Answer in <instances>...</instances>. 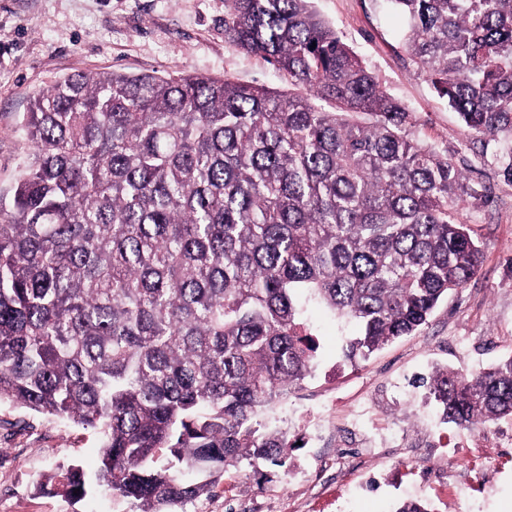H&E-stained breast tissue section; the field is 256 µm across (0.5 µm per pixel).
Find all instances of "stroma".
Wrapping results in <instances>:
<instances>
[{
	"label": "stroma",
	"instance_id": "obj_1",
	"mask_svg": "<svg viewBox=\"0 0 512 512\" xmlns=\"http://www.w3.org/2000/svg\"><path fill=\"white\" fill-rule=\"evenodd\" d=\"M387 91L413 113L419 137L447 150L479 198L462 220L483 248L477 274L449 293L418 334L355 364L342 350L356 328L310 306L319 343L313 377L276 402L267 421L296 440L285 466L228 468L178 512H391L424 499L435 512H512V447L497 425L444 423L418 377L445 366L468 376L512 355L511 143L471 135L446 98L410 65L402 21L386 0H312ZM229 75L285 93L286 76L224 39V0H0V193L28 146L20 125L33 94L76 72ZM96 432L0 400V512H132L102 491L74 502L38 490L45 476L98 465Z\"/></svg>",
	"mask_w": 512,
	"mask_h": 512
}]
</instances>
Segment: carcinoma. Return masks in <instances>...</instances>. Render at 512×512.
Segmentation results:
<instances>
[{
	"instance_id": "carcinoma-1",
	"label": "carcinoma",
	"mask_w": 512,
	"mask_h": 512,
	"mask_svg": "<svg viewBox=\"0 0 512 512\" xmlns=\"http://www.w3.org/2000/svg\"><path fill=\"white\" fill-rule=\"evenodd\" d=\"M389 2L467 130L512 137V0ZM224 38L298 92L78 72L23 116L30 151L0 196V399L103 434L94 475L39 483L70 501L103 487L174 512L229 467L284 465L261 415L315 371L306 306L355 323L344 357L366 360L482 263L459 217L476 189L311 0H224ZM422 384L448 424L512 418V356Z\"/></svg>"
}]
</instances>
